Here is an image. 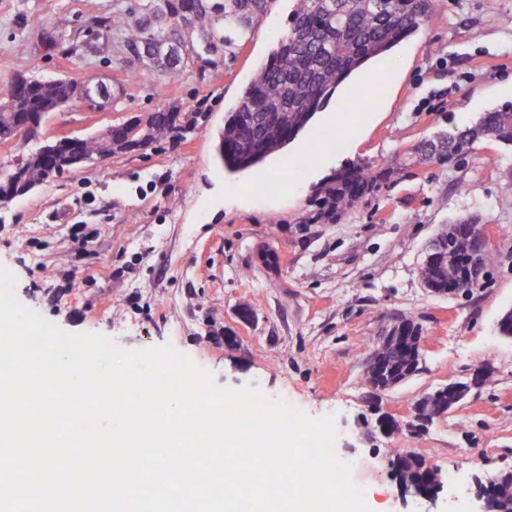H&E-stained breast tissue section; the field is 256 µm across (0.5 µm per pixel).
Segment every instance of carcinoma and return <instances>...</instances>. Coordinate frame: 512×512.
Masks as SVG:
<instances>
[{
  "mask_svg": "<svg viewBox=\"0 0 512 512\" xmlns=\"http://www.w3.org/2000/svg\"><path fill=\"white\" fill-rule=\"evenodd\" d=\"M271 0H134L104 23L121 36L124 49L138 61L154 60L160 44L172 47L162 64L164 76L176 80L236 56L252 25ZM432 0H295L288 31L270 58L253 75L224 122L218 154L228 171L254 167L294 143L317 112L354 72L384 56L403 37L429 19ZM11 103L0 108V144L20 149L19 164L0 179V203L22 196L37 185L73 170L66 155L40 135L18 137L19 127L42 112L51 114L73 102V87L59 79L19 75L7 88ZM199 112L162 106L150 113L147 144L185 136L197 127ZM133 119L112 123V131L85 137L77 144L82 165L137 149ZM512 146V103L482 113L477 121L451 135H436L409 154V165H451L469 155L481 139ZM378 174L368 165L345 168L326 182L316 197L313 220L334 221L376 188ZM494 263V254L478 248L469 224H452L433 242L422 277L437 295L472 292L485 282L471 279L476 266ZM406 333L374 346L367 356L364 379L371 395L406 381L420 370L417 338L423 328L411 316L399 317ZM457 405L456 394L443 386L419 399L418 418L429 422ZM394 478L400 488L428 492L441 484L440 472L416 456L391 449ZM497 482L506 493L498 512H512V477Z\"/></svg>",
  "mask_w": 512,
  "mask_h": 512,
  "instance_id": "carcinoma-1",
  "label": "carcinoma"
}]
</instances>
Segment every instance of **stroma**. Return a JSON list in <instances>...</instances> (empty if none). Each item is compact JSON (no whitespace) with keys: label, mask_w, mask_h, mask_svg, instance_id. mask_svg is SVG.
<instances>
[{"label":"stroma","mask_w":512,"mask_h":512,"mask_svg":"<svg viewBox=\"0 0 512 512\" xmlns=\"http://www.w3.org/2000/svg\"><path fill=\"white\" fill-rule=\"evenodd\" d=\"M434 0L417 32L381 59L383 82L351 111L343 89L288 149L231 173L218 136L242 88L287 27L274 0L235 59L172 83L132 63L101 27L127 0H0V93L16 75L86 76L118 89L112 108L53 114L46 138L87 135L161 103L208 104L186 139L112 156L0 204V267L25 307L71 333L138 350L165 345L221 386L259 388L313 418L333 416L335 457L350 463L369 512H473V479L512 469V149L482 140L450 167H407L412 148L512 103V0ZM390 169L355 209L313 223L320 186L342 168ZM485 225L498 260L485 287L436 296L419 269L448 225ZM90 236L79 249L74 232ZM276 253L270 271L260 251ZM253 310L238 318L240 305ZM423 327L420 373L369 402V350L396 314ZM485 368L481 388L416 438L385 435L451 379ZM406 448L445 479L435 505L402 496L388 450Z\"/></svg>","instance_id":"obj_1"}]
</instances>
